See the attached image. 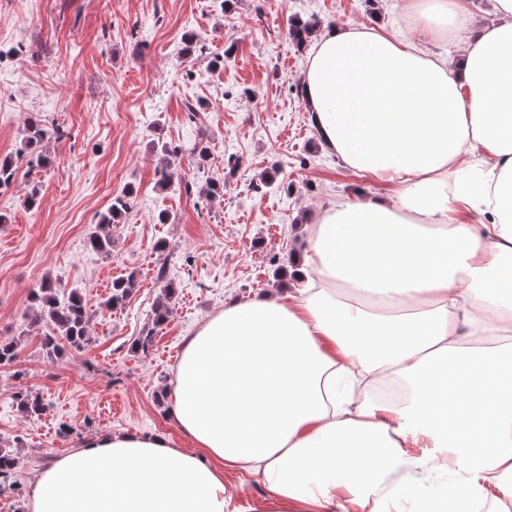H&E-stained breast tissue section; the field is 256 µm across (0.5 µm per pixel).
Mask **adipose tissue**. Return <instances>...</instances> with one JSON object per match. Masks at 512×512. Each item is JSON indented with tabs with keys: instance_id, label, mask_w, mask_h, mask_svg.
I'll return each instance as SVG.
<instances>
[{
	"instance_id": "obj_1",
	"label": "adipose tissue",
	"mask_w": 512,
	"mask_h": 512,
	"mask_svg": "<svg viewBox=\"0 0 512 512\" xmlns=\"http://www.w3.org/2000/svg\"><path fill=\"white\" fill-rule=\"evenodd\" d=\"M402 7L413 36L332 28L301 79L322 143L392 193L330 202L301 288L186 340L171 414L191 451L94 435L38 473L32 512H237L228 471L259 477L270 512L512 495V0L478 28L468 0ZM449 33L451 69L425 50Z\"/></svg>"
}]
</instances>
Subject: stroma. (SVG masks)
Here are the masks:
<instances>
[{
    "label": "stroma",
    "mask_w": 512,
    "mask_h": 512,
    "mask_svg": "<svg viewBox=\"0 0 512 512\" xmlns=\"http://www.w3.org/2000/svg\"><path fill=\"white\" fill-rule=\"evenodd\" d=\"M296 21L319 34L360 24L410 34L401 0H0V159L18 165L0 189V339L17 344L16 359L0 365V448L19 459L0 512H31L34 476L99 433H162L191 449L170 416L184 339L227 302L291 287L288 269L306 248L301 228L329 202L388 194L346 170L312 126L296 88L313 44L291 40ZM187 33L203 53L185 54ZM187 98L209 103L205 130L188 124ZM33 116L68 132L48 143L43 168L16 155ZM202 139L203 162L192 153ZM155 141L178 148L167 186ZM274 168L277 182L264 185ZM213 181L224 192L210 198L203 190ZM34 186L40 204L30 209ZM128 189L135 206L102 256L88 236ZM129 275L130 300L105 309L113 281ZM48 276L79 290L93 315L91 344L51 359L42 349L51 327L31 302ZM168 281L175 294L156 327ZM22 391L42 398V414L20 412ZM225 481L241 512H266L261 480L229 472Z\"/></svg>",
    "instance_id": "35a3bbf8"
}]
</instances>
